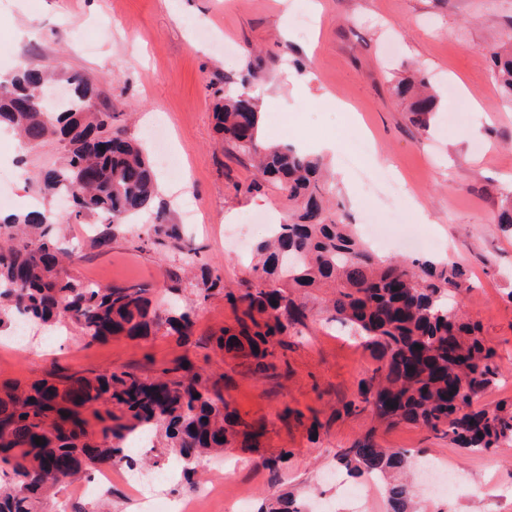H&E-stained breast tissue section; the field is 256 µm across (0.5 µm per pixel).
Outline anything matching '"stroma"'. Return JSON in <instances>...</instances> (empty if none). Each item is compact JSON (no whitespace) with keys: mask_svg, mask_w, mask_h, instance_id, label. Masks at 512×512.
Here are the masks:
<instances>
[{"mask_svg":"<svg viewBox=\"0 0 512 512\" xmlns=\"http://www.w3.org/2000/svg\"><path fill=\"white\" fill-rule=\"evenodd\" d=\"M303 11L312 19L306 34L298 30ZM508 30L512 0H292L287 7L279 0H0V51L8 55L0 74L26 59L81 72L97 101L121 113L129 136L142 144L149 122L161 121L182 174L158 173L156 203L183 224L199 263L222 268L225 288L234 289L249 261L227 245V214L267 211L280 222L289 208L279 184L260 179L251 161L231 150L213 115L224 92L255 70L253 87L268 92L261 106L264 145L312 154L319 143L339 144L338 153L323 156L338 218L357 225L372 207L397 233L436 239L441 255L467 270L472 288L457 302L497 353L499 380L481 399L492 406L512 402V233L495 220L512 198V104L502 101L486 53ZM224 39L235 50L229 62L216 47ZM286 71L296 83L280 84ZM419 75L440 98L426 130L391 93L398 81ZM457 100L466 110L452 120L448 112ZM357 136L371 138L369 153L351 155L349 142ZM62 149L52 139L25 152L3 136L0 163L39 174ZM388 171L407 185L399 213L381 181ZM251 182L255 190L240 193ZM149 224L141 218L108 251L89 253L74 276L102 285L148 283L156 286V299H185V292L172 290L179 262L136 244ZM324 299L310 292L307 326L288 334V371L275 381L252 377L205 346L207 337L235 323L233 308L216 295L196 309L185 343L162 332L88 342L72 328L59 331L49 351L40 347L49 336L44 329H32L23 346L0 340V382L29 384L55 366L95 375L121 365L146 370L188 361L220 376L234 409L266 426L259 447L229 448L223 459L202 460L199 485L223 486L230 498L247 496L251 512L283 493L303 502L328 500L349 512L345 491H365L366 483L354 480L344 489L323 475L335 468L337 450L372 425L345 414L342 405L355 397L374 361L360 338L326 321ZM287 408L319 411V435L284 419ZM377 440L443 460L454 471L456 485L419 497L417 512H512V444L468 453L405 424L379 429ZM284 450L290 457L275 483L264 462Z\"/></svg>","mask_w":512,"mask_h":512,"instance_id":"35a3bbf8","label":"stroma"}]
</instances>
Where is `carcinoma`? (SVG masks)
I'll return each mask as SVG.
<instances>
[{
  "label": "carcinoma",
  "instance_id": "obj_1",
  "mask_svg": "<svg viewBox=\"0 0 512 512\" xmlns=\"http://www.w3.org/2000/svg\"><path fill=\"white\" fill-rule=\"evenodd\" d=\"M501 93L512 100V36L487 52ZM398 98H412L414 122L426 129L437 98L425 78L400 82ZM118 116L94 101L78 72L53 65L26 66L0 79V125L26 151L57 139L64 151L57 167L30 178L45 196L64 195L67 222L98 229L91 247L106 251L123 225L137 219L158 195L154 162L129 138ZM216 119L224 137L257 159L260 176L288 191V222L276 225L253 250L249 277L224 288L217 267L202 264L195 305L216 294L236 312V323L212 338L224 355L244 360L259 378L281 375L275 353L289 329L305 324L302 301L311 288L334 289L330 320L365 338L376 361L343 405L387 428L411 424L470 452L512 443V404L473 407L496 386L494 351L481 327L451 299L472 288L470 277L447 258L412 260L380 255L353 224L334 219L324 199L323 164L285 146L264 147L258 137L255 100L227 94ZM62 224L49 210L0 214V328L23 321L45 329L74 325L92 340L147 337L163 330L192 335L194 305L153 303L150 284L102 286L71 274L77 248L58 246ZM140 246L179 255L195 264L196 248L184 239L169 211L159 208ZM264 427L230 408L219 381L176 360L147 376L125 366L93 376L62 369L30 385L0 384V512H40L56 487L82 473L132 461L130 443L145 434L154 448L178 456L184 473L199 459L221 456L231 446L253 448ZM40 438L35 442L34 438ZM351 478L385 481L391 512H412L419 490L388 474L415 464L407 450L385 448L368 429L336 454ZM258 512H303L297 499L277 497Z\"/></svg>",
  "mask_w": 512,
  "mask_h": 512
}]
</instances>
